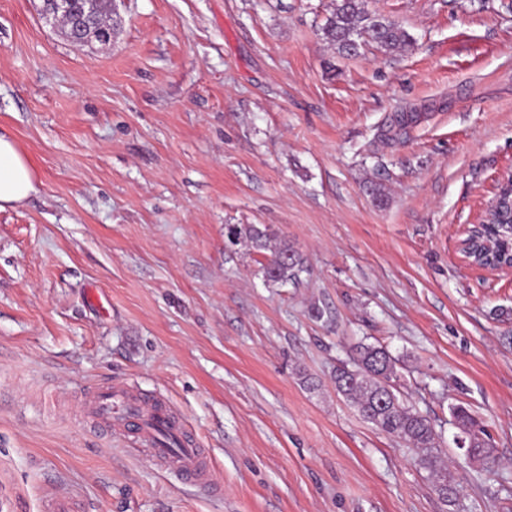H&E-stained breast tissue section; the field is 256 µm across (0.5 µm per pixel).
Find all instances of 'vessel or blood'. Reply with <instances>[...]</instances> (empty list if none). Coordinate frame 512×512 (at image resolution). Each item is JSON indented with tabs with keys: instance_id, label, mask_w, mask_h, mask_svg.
I'll return each instance as SVG.
<instances>
[{
	"instance_id": "obj_1",
	"label": "vessel or blood",
	"mask_w": 512,
	"mask_h": 512,
	"mask_svg": "<svg viewBox=\"0 0 512 512\" xmlns=\"http://www.w3.org/2000/svg\"><path fill=\"white\" fill-rule=\"evenodd\" d=\"M86 413L102 426L117 431L126 427L136 430L139 445L152 458L194 484L217 488L218 482L202 449L190 443L179 448H166L158 442L157 429L174 432L180 428L173 412L160 401H149L124 389L105 387L97 393Z\"/></svg>"
}]
</instances>
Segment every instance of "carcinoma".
<instances>
[{
	"label": "carcinoma",
	"mask_w": 512,
	"mask_h": 512,
	"mask_svg": "<svg viewBox=\"0 0 512 512\" xmlns=\"http://www.w3.org/2000/svg\"><path fill=\"white\" fill-rule=\"evenodd\" d=\"M323 38L340 53L355 55L368 44L386 51L408 46L412 38L400 24L365 10L364 0H336V7L322 26ZM227 240L234 244L243 239L264 252L260 273L268 285L296 283L307 271L304 257L286 241L269 247L270 227L265 224H227ZM394 361L383 356L380 347L361 344L350 361L336 366V391L353 403L361 416L382 432L421 451L420 466L435 477V490L448 503L457 501L460 487L449 468L439 457L440 437L427 417L405 406L400 391L393 384ZM452 415L458 425L473 438L470 448L485 462L495 461L489 444L474 429L475 420L469 410L456 405Z\"/></svg>",
	"instance_id": "cac0c4a2"
}]
</instances>
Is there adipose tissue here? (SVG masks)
<instances>
[{
    "mask_svg": "<svg viewBox=\"0 0 512 512\" xmlns=\"http://www.w3.org/2000/svg\"><path fill=\"white\" fill-rule=\"evenodd\" d=\"M38 174L11 135L0 133V210L23 204L38 191Z\"/></svg>",
    "mask_w": 512,
    "mask_h": 512,
    "instance_id": "obj_1",
    "label": "adipose tissue"
}]
</instances>
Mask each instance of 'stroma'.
<instances>
[{
	"mask_svg": "<svg viewBox=\"0 0 512 512\" xmlns=\"http://www.w3.org/2000/svg\"><path fill=\"white\" fill-rule=\"evenodd\" d=\"M501 3L366 0L413 42L346 56L320 31L336 0H118L105 49L0 0V129L41 181L0 211V512H512V271L460 252L512 169ZM229 224L307 273L266 284ZM361 343L440 435L455 505L337 394ZM111 383L170 400L222 493L93 428ZM458 404L495 473L461 466ZM225 229L230 243L235 244L246 239L256 250L268 251L264 253V260L260 262V273L266 284H294L299 281L300 275L307 271L304 257L287 241H281L274 248L269 247L271 233L267 225L229 224ZM452 415L458 422V425L467 431L470 437L473 438L474 445L472 448H470L472 454L476 457H481L485 454L484 465H486L487 468H491L492 466H488V462L491 461V465H494L495 456L493 455V451L489 444L482 437H480V434H483V432L480 429H474L475 420L469 410L462 405H456L452 409Z\"/></svg>",
	"mask_w": 512,
	"mask_h": 512,
	"instance_id": "1",
	"label": "stroma"
}]
</instances>
